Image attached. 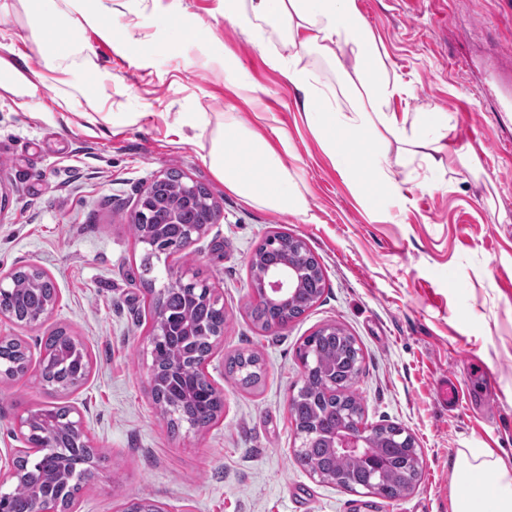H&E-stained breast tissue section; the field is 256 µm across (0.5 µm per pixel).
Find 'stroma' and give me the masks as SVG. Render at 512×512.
Wrapping results in <instances>:
<instances>
[{"label":"stroma","instance_id":"stroma-1","mask_svg":"<svg viewBox=\"0 0 512 512\" xmlns=\"http://www.w3.org/2000/svg\"><path fill=\"white\" fill-rule=\"evenodd\" d=\"M356 4L408 88L397 111L452 116L443 169L395 166L396 196L358 192L364 164L336 167L290 83L225 19L221 0H116L111 37L72 29L104 69L86 73L84 89L108 120L59 108L43 86L23 107L0 90V272L36 265L58 294L43 325L0 317V336L29 351L24 375L0 379V458L21 445L18 416L80 410L100 462L73 512H120L133 497L164 512H451L460 450L490 449L512 464V112L481 91L512 84V0ZM244 83L253 101L241 97ZM127 112L140 120L126 123ZM198 112L214 123L239 113L273 144L286 136L307 215L275 214L225 189L176 131L178 115ZM463 147L478 174L459 166ZM170 169L208 188L220 210L201 238L155 263L161 279L171 269L199 275L224 305V337L205 367L224 406L205 428H172L150 391L152 295L131 224L142 189ZM276 232L306 244L326 288L288 328L266 330L250 316V258ZM328 324L361 349L366 425L395 424L415 440L422 473L407 496L317 482L294 453L288 405L304 380L296 351ZM58 329L86 345L90 371L52 395L38 368L43 336ZM241 351L263 358L250 389L224 374ZM446 377L460 391L452 409L437 391Z\"/></svg>","mask_w":512,"mask_h":512}]
</instances>
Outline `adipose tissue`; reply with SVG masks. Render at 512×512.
I'll list each match as a JSON object with an SVG mask.
<instances>
[{
  "instance_id": "obj_1",
  "label": "adipose tissue",
  "mask_w": 512,
  "mask_h": 512,
  "mask_svg": "<svg viewBox=\"0 0 512 512\" xmlns=\"http://www.w3.org/2000/svg\"><path fill=\"white\" fill-rule=\"evenodd\" d=\"M34 23L29 43L46 71L60 75L61 106L84 94L78 73L94 69L86 46L65 34L68 23L103 30L112 0H30ZM224 16L264 51L296 91V107L321 139L337 167L348 169L365 160L374 190L396 194L393 163L422 161L438 170L439 142L447 137L452 118L445 112H418L398 117L393 107L406 92L390 72L386 53L358 10L356 0H223ZM315 53L332 63L335 84L324 83L304 64ZM185 124L195 133L203 159L225 188L242 200L273 212L304 215L307 199L281 151L268 144L237 113L210 126L195 115ZM458 485L453 512H512V465L494 453L461 452L455 464ZM493 474L491 490L476 484Z\"/></svg>"
}]
</instances>
